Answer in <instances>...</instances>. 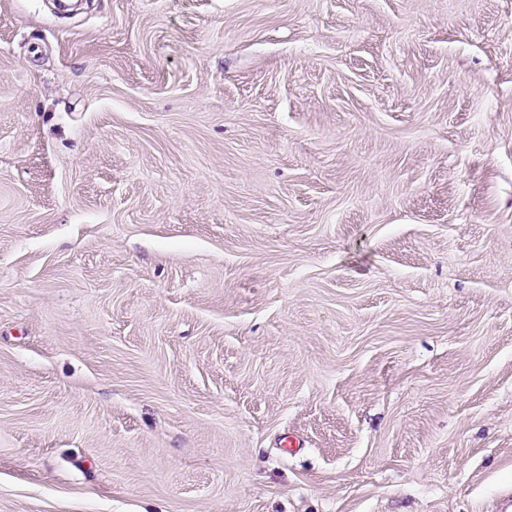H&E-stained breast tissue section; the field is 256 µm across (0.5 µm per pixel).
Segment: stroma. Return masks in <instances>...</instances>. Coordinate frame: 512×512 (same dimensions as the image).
<instances>
[{"instance_id":"35a3bbf8","label":"stroma","mask_w":512,"mask_h":512,"mask_svg":"<svg viewBox=\"0 0 512 512\" xmlns=\"http://www.w3.org/2000/svg\"><path fill=\"white\" fill-rule=\"evenodd\" d=\"M507 500L512 0H0V512Z\"/></svg>"}]
</instances>
